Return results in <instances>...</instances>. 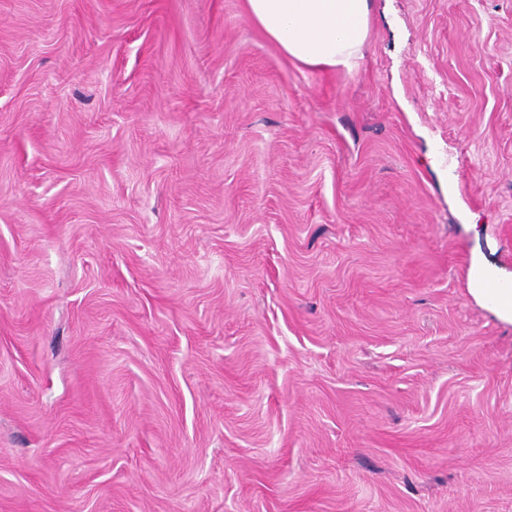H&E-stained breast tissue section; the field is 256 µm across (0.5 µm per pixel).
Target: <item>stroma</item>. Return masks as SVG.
<instances>
[{
    "label": "stroma",
    "mask_w": 512,
    "mask_h": 512,
    "mask_svg": "<svg viewBox=\"0 0 512 512\" xmlns=\"http://www.w3.org/2000/svg\"><path fill=\"white\" fill-rule=\"evenodd\" d=\"M0 0V512H512V0ZM372 1L244 0V11L292 62L351 73L363 58ZM470 291L500 308L512 307V284L505 283L479 267L470 269L467 279Z\"/></svg>",
    "instance_id": "35a3bbf8"
}]
</instances>
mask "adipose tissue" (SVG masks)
Instances as JSON below:
<instances>
[{
  "instance_id": "ef3b65f1",
  "label": "adipose tissue",
  "mask_w": 512,
  "mask_h": 512,
  "mask_svg": "<svg viewBox=\"0 0 512 512\" xmlns=\"http://www.w3.org/2000/svg\"><path fill=\"white\" fill-rule=\"evenodd\" d=\"M371 6L372 0H244L246 17L292 62L349 73L363 57Z\"/></svg>"
}]
</instances>
